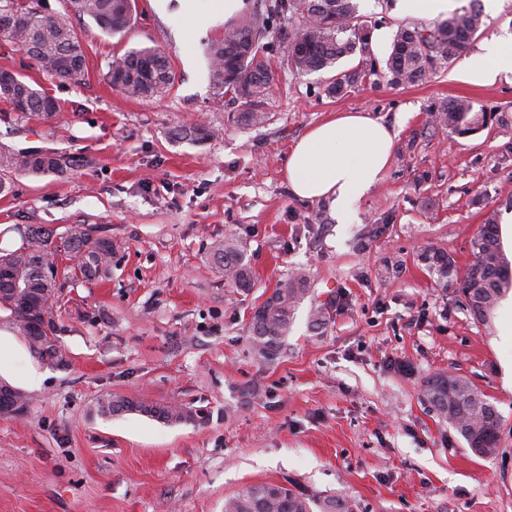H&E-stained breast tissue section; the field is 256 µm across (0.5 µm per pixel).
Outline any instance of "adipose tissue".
<instances>
[{"label":"adipose tissue","instance_id":"ef3b65f1","mask_svg":"<svg viewBox=\"0 0 512 512\" xmlns=\"http://www.w3.org/2000/svg\"><path fill=\"white\" fill-rule=\"evenodd\" d=\"M182 35L191 39L244 13L248 0H179ZM474 85L494 84L512 73V42L494 40L464 69ZM395 131L362 113L344 112L312 127L292 148L284 162V176L297 199L328 202L338 221L381 180L394 144Z\"/></svg>","mask_w":512,"mask_h":512}]
</instances>
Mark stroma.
I'll list each match as a JSON object with an SVG mask.
<instances>
[{"mask_svg": "<svg viewBox=\"0 0 512 512\" xmlns=\"http://www.w3.org/2000/svg\"><path fill=\"white\" fill-rule=\"evenodd\" d=\"M49 15L67 0H38ZM384 34L385 63L399 25L395 0H358ZM485 31L462 55L414 84L385 72L330 97V71L293 73L270 41L275 84L262 126L232 123L235 104L208 78L217 26L185 42L175 14L136 0L116 32L91 18L70 23L86 51L81 83L48 79L20 49L0 44V68L19 72L60 110L25 120L0 103V146L82 157L68 176L11 172L0 225L18 230L88 224L117 248L107 273L64 280L55 310L62 363L20 344L0 357V382L25 390L24 414L0 416V512H224L259 482L340 494L353 512H512V339L502 336L508 293L486 322L429 272L420 255L471 262L489 211L512 212V74L477 86L458 79L487 40L512 39V0H484ZM168 57L173 88L150 99L110 85L108 67L133 48ZM192 52L194 69L183 65ZM466 98L493 114L487 129L450 138L432 111ZM339 112L390 125L396 144L381 181L337 223L326 202L294 198L283 175L292 145ZM202 124L213 139L179 140ZM247 243L254 286L230 288L211 258L227 234ZM304 272L281 356L248 343L252 309L280 280ZM327 308L324 328L312 307ZM43 373L26 388L29 368ZM464 377L496 406L498 452L475 455L423 396L433 374ZM175 401L205 421L167 425L139 413L103 417L101 400Z\"/></svg>", "mask_w": 512, "mask_h": 512, "instance_id": "obj_1", "label": "stroma"}]
</instances>
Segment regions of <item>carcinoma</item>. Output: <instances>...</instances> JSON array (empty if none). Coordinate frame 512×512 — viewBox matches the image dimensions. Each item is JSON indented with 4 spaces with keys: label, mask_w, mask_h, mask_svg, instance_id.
<instances>
[{
    "label": "carcinoma",
    "mask_w": 512,
    "mask_h": 512,
    "mask_svg": "<svg viewBox=\"0 0 512 512\" xmlns=\"http://www.w3.org/2000/svg\"><path fill=\"white\" fill-rule=\"evenodd\" d=\"M132 0H69L70 11L92 18L109 31L123 28L131 17ZM477 0L445 20L429 25L401 26L394 35L386 61L387 73L395 84L421 81L441 61L463 53L483 32L482 9ZM18 13L21 24L10 32L0 31V42L23 43L28 55L41 72L51 79L77 83L86 69V55L68 17L45 15L23 0H0ZM266 20L286 15L294 27L279 29V42L285 44L288 67L299 74L330 70L344 58L357 55L359 62L352 71L331 76L325 91L341 96L357 81L375 73L370 52L368 22L359 15L356 0H273L266 7ZM268 28L253 17L224 34V39L207 48L210 81L216 89L241 102L243 109L233 113V121L248 129L265 124L268 113L262 106L275 82L271 57L266 51ZM109 83L124 94L150 98L167 92L176 75L168 58L158 49L128 51L109 66ZM48 95L18 78L13 92L1 93L0 101L13 108L26 103L20 116L48 119L56 114L44 108ZM490 117L475 103L453 98L435 112V121L455 136L473 135L488 127ZM213 136L204 126L178 129L175 137L202 141ZM74 166L73 158L52 151L22 153L0 146V171H23L34 176L62 175ZM481 246L473 250L475 260L462 277L448 269V254L429 249L421 260L446 284L456 288L463 298L471 297L480 305L479 321H486L499 300L512 290V267L502 253L497 235L495 213L487 214L479 232ZM23 244L15 250L0 249V311L31 351L40 358L60 362L63 350L56 336L54 306L61 288L60 276H74L73 268L60 270L59 259L74 254L81 258V277L90 279L101 272L112 255V240L97 238L86 224H71L61 234L46 224H27ZM247 244L229 236L215 241L212 258L224 271L225 280L242 294L252 289V272L245 257ZM309 293L307 279L290 276L279 283L271 296L255 308L249 322V345L252 354L266 362L280 355L294 322L298 305ZM50 335H38L37 324ZM427 398L432 407L448 420L468 445L483 443L482 455L491 457L498 451L500 418L486 395L465 378L438 372L426 381ZM104 416L136 412L168 425L199 420L198 413L178 403L143 406L131 398L113 396L98 405ZM224 512H352L350 503L339 495H317L285 483L262 482L249 485L224 502Z\"/></svg>",
    "instance_id": "cac0c4a2"
}]
</instances>
